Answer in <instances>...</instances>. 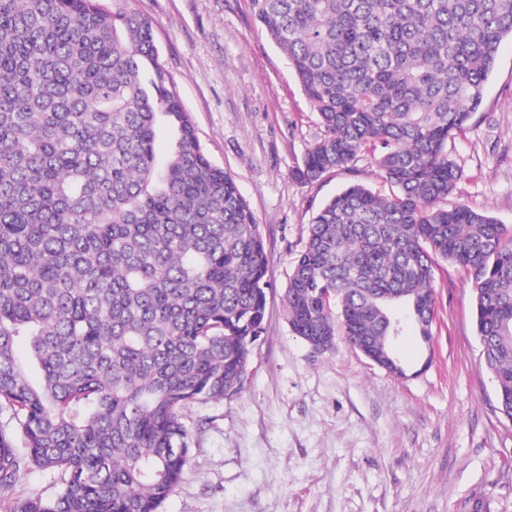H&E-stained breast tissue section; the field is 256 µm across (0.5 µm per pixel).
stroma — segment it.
I'll return each mask as SVG.
<instances>
[{"instance_id": "35a3bbf8", "label": "stroma", "mask_w": 512, "mask_h": 512, "mask_svg": "<svg viewBox=\"0 0 512 512\" xmlns=\"http://www.w3.org/2000/svg\"><path fill=\"white\" fill-rule=\"evenodd\" d=\"M103 3L150 21L159 63L206 154L249 203L268 255L266 330L244 387L185 410L186 475L160 512H512V421L481 359L460 268L434 267L431 346L415 335L397 345L419 375L389 373L341 335L319 352L293 334L284 294L313 215L347 184L387 186L364 159L298 178L323 126L250 0ZM448 150L461 173L449 204L512 228V38Z\"/></svg>"}]
</instances>
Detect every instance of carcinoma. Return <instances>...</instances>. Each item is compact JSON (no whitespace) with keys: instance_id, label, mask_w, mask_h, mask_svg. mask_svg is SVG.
<instances>
[{"instance_id":"cac0c4a2","label":"carcinoma","mask_w":512,"mask_h":512,"mask_svg":"<svg viewBox=\"0 0 512 512\" xmlns=\"http://www.w3.org/2000/svg\"><path fill=\"white\" fill-rule=\"evenodd\" d=\"M251 4L324 127L299 177L365 154L391 188L350 184L313 217L293 333L327 351L339 326L375 364L397 358L403 312L432 335L440 256L471 281L512 420V232L444 204L448 140L482 104L512 0ZM156 58L151 23L100 0H0V490L58 475L5 512H159L190 456L184 410L238 394L264 330L260 225ZM57 477L47 470L33 469L10 491L2 495V507H8L16 499L42 494L48 496L57 490ZM4 505V506H3Z\"/></svg>"}]
</instances>
